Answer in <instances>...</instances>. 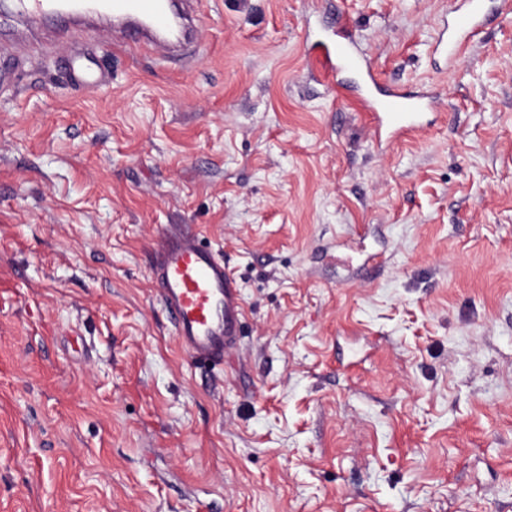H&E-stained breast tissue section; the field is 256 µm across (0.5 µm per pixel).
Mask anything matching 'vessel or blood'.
<instances>
[{"mask_svg":"<svg viewBox=\"0 0 512 512\" xmlns=\"http://www.w3.org/2000/svg\"><path fill=\"white\" fill-rule=\"evenodd\" d=\"M17 6L35 21L66 16L86 24L109 18L120 24L129 45L159 51L172 49L167 35L182 22L170 11L168 0H18ZM487 21L484 0H460L438 36V48L456 58L473 44ZM338 66L361 73L358 90L366 101L368 128L377 143L423 130L425 114L435 108L432 97L379 81L344 43L336 45L333 62L324 64V76H332ZM150 274L179 346L193 361L223 362L225 352L237 344L242 316L238 292L223 258L202 245L194 229L172 225L158 241Z\"/></svg>","mask_w":512,"mask_h":512,"instance_id":"vessel-or-blood-1","label":"vessel or blood"}]
</instances>
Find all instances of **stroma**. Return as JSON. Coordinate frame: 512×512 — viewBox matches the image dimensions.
Masks as SVG:
<instances>
[{
    "instance_id": "35a3bbf8",
    "label": "stroma",
    "mask_w": 512,
    "mask_h": 512,
    "mask_svg": "<svg viewBox=\"0 0 512 512\" xmlns=\"http://www.w3.org/2000/svg\"><path fill=\"white\" fill-rule=\"evenodd\" d=\"M198 0V54L22 23L0 90V512H512V0ZM439 101L378 146L323 23ZM105 77H71L68 46ZM171 224L245 311L223 366L150 276ZM365 237L382 265L349 261ZM461 4L439 33L437 49L441 48L452 60L470 47L480 29L489 21L484 12V0H460Z\"/></svg>"
}]
</instances>
